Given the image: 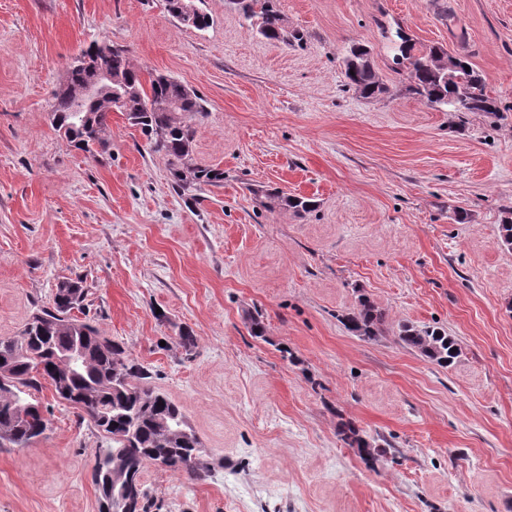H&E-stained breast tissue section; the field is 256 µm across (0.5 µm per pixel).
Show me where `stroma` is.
I'll use <instances>...</instances> for the list:
<instances>
[{"instance_id":"35a3bbf8","label":"stroma","mask_w":512,"mask_h":512,"mask_svg":"<svg viewBox=\"0 0 512 512\" xmlns=\"http://www.w3.org/2000/svg\"><path fill=\"white\" fill-rule=\"evenodd\" d=\"M203 8L199 31L162 0H0V338L82 281L77 318L145 367L205 448L203 480L146 466L158 512H512V0H279L300 47L226 0ZM386 28L469 54L502 112L409 94ZM94 41L205 100L192 158L222 181L173 189L118 112L91 154L52 129V92ZM356 42L386 94L346 86ZM363 295L387 315L370 339L344 325ZM402 322L445 329L459 358L405 347ZM35 398L49 428L0 448V512H98L108 439L51 386ZM348 420L375 459L340 439Z\"/></svg>"}]
</instances>
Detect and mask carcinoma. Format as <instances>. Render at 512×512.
I'll list each match as a JSON object with an SVG mask.
<instances>
[{
  "label": "carcinoma",
  "instance_id": "1",
  "mask_svg": "<svg viewBox=\"0 0 512 512\" xmlns=\"http://www.w3.org/2000/svg\"><path fill=\"white\" fill-rule=\"evenodd\" d=\"M235 5L262 38L288 45L303 42V34L285 25L278 0H235ZM388 40L394 45L392 69L406 75L408 91L427 104L446 107L450 112L496 115L502 111L500 100L489 93L484 75L467 59L456 57L455 68L450 71L444 65L447 52L442 47L418 48L400 28ZM81 58L85 63L69 64L54 93L50 121L59 136L88 151L94 145L103 148L111 114L120 112L140 129L152 152L167 158L178 187L185 190L224 178L221 170L192 163L195 130L185 116L204 114L202 98L163 74H150L149 84H144L143 69L135 67L127 51L115 45L93 41L81 50ZM343 65L347 85L361 96L370 98L387 91L367 46H351ZM101 71L115 79L112 88L119 105L104 101L89 112L76 111L77 101ZM269 197L297 212L313 207L310 200L282 196L277 191ZM83 301L84 290L78 282L61 281L52 303L34 313L18 335L0 338V377L12 389L10 396H0V447L24 448L46 432L49 420L40 403L30 398V391L47 383L60 401L86 415L111 441L92 468L98 512H150L151 502L142 481L146 464L183 471L201 480L205 477L200 462L203 448L179 407L147 385L144 366L125 358L122 347L98 328L72 316V310L83 308ZM385 323L386 313L366 298L346 317L348 330L367 338L378 335ZM399 339L441 367L452 365L459 356L455 340L438 328L419 329L404 323ZM75 344L84 349V358L73 364L68 377L60 378L56 357ZM16 403L29 406L26 419H17ZM161 420L167 423L165 431L159 426ZM340 435L345 444L366 458L382 452L350 422L342 424ZM115 455L130 475V483L124 487L112 485L108 477Z\"/></svg>",
  "mask_w": 512,
  "mask_h": 512
}]
</instances>
